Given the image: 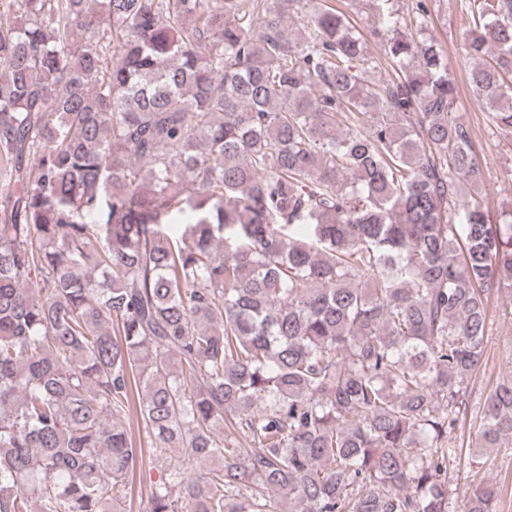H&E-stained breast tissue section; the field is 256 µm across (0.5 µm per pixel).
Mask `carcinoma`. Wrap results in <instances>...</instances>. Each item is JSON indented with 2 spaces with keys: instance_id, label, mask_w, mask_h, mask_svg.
<instances>
[{
  "instance_id": "obj_1",
  "label": "carcinoma",
  "mask_w": 512,
  "mask_h": 512,
  "mask_svg": "<svg viewBox=\"0 0 512 512\" xmlns=\"http://www.w3.org/2000/svg\"><path fill=\"white\" fill-rule=\"evenodd\" d=\"M369 2L381 84L306 0H0V512H124L136 392L180 458L143 512H449L512 204L448 223L483 165L445 52ZM460 8L512 134V0ZM506 443L512 383L473 447ZM369 55L377 63V67L371 70L368 75L376 81L386 82L391 77V71L387 67L385 47L382 43L371 41L369 44Z\"/></svg>"
}]
</instances>
